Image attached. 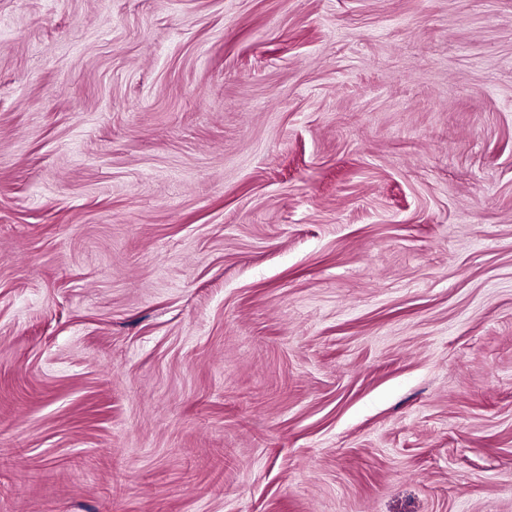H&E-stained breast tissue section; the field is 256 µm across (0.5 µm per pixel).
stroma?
<instances>
[{"instance_id": "obj_1", "label": "stroma", "mask_w": 512, "mask_h": 512, "mask_svg": "<svg viewBox=\"0 0 512 512\" xmlns=\"http://www.w3.org/2000/svg\"><path fill=\"white\" fill-rule=\"evenodd\" d=\"M0 512H512V0H0Z\"/></svg>"}]
</instances>
